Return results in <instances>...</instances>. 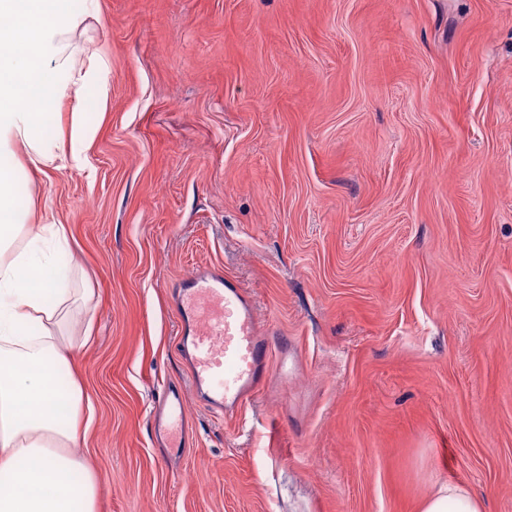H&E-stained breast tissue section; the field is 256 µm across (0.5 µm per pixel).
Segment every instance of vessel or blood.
I'll return each instance as SVG.
<instances>
[{
    "label": "vessel or blood",
    "mask_w": 512,
    "mask_h": 512,
    "mask_svg": "<svg viewBox=\"0 0 512 512\" xmlns=\"http://www.w3.org/2000/svg\"><path fill=\"white\" fill-rule=\"evenodd\" d=\"M174 304L189 383L165 389L153 431L159 447L177 451L188 448L191 440L184 417L187 395L234 415L270 383L276 350L250 295L235 280L209 268L181 282Z\"/></svg>",
    "instance_id": "vessel-or-blood-1"
}]
</instances>
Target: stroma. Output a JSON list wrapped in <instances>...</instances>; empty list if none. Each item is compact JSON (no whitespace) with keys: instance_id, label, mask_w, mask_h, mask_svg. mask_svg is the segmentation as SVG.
Masks as SVG:
<instances>
[{"instance_id":"1","label":"stroma","mask_w":512,"mask_h":512,"mask_svg":"<svg viewBox=\"0 0 512 512\" xmlns=\"http://www.w3.org/2000/svg\"><path fill=\"white\" fill-rule=\"evenodd\" d=\"M109 67L82 166L19 209L63 224L94 336L78 455L98 512H420L448 482L512 512V0H98ZM237 281L288 342L236 420L188 395L171 294ZM187 392L184 385H169L159 399V409L153 418L155 442L159 447L173 449L176 453L190 448L192 440L184 417Z\"/></svg>"}]
</instances>
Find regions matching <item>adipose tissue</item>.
Wrapping results in <instances>:
<instances>
[{
    "label": "adipose tissue",
    "instance_id": "adipose-tissue-1",
    "mask_svg": "<svg viewBox=\"0 0 512 512\" xmlns=\"http://www.w3.org/2000/svg\"><path fill=\"white\" fill-rule=\"evenodd\" d=\"M92 2L0 0V18L10 20L0 25V512H97L98 479L74 453L93 404L77 377L59 384L71 367L56 308L69 294L67 230L29 223L17 210L9 162L24 151L30 172L44 174L59 157L60 142L46 127L54 103L80 99L107 70L102 54L79 69L68 51ZM420 512H483V503L448 483Z\"/></svg>",
    "mask_w": 512,
    "mask_h": 512
}]
</instances>
